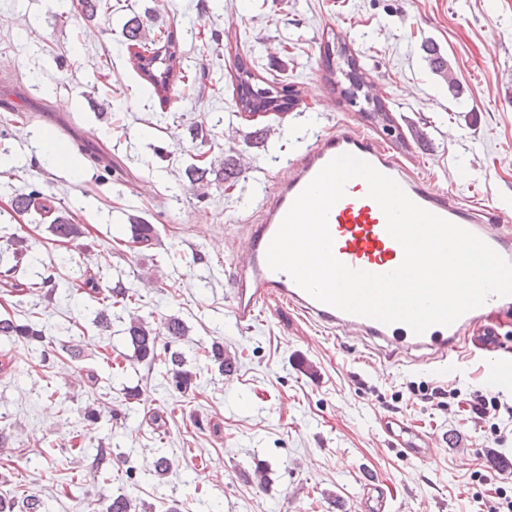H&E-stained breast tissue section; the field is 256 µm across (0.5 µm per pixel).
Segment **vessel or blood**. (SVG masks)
I'll use <instances>...</instances> for the list:
<instances>
[{
	"label": "vessel or blood",
	"instance_id": "vessel-or-blood-1",
	"mask_svg": "<svg viewBox=\"0 0 512 512\" xmlns=\"http://www.w3.org/2000/svg\"><path fill=\"white\" fill-rule=\"evenodd\" d=\"M344 153L367 161L393 178L417 204L471 231L506 261L512 262V242L505 240L497 228L500 208L449 201L447 192L404 177L396 161L368 135L339 129L313 136L311 144L290 160L284 174L276 178L272 191L266 196L260 222L251 225L243 249L234 257L233 317L239 324L251 323L261 307L274 303L301 313L326 330L353 334L360 340L379 339L385 343L389 359L414 356L419 363L436 369L457 366L462 357L460 343L471 327L492 322L511 309L512 296L490 298L451 326H434L417 335L402 323L386 325L323 304L303 291L287 273L268 267L267 248L292 203L329 161ZM367 191L366 182H349L345 196L331 208L328 226L334 239L333 252L351 268L383 274L401 264L403 249L387 232L385 216ZM481 348L482 361L490 377L500 381L512 374V358L499 355L496 337H484Z\"/></svg>",
	"mask_w": 512,
	"mask_h": 512
}]
</instances>
